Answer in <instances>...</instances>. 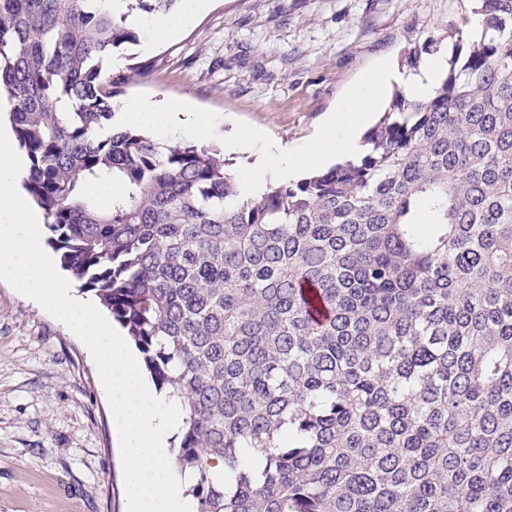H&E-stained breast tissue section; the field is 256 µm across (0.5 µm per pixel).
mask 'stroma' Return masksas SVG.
Segmentation results:
<instances>
[{"label": "stroma", "instance_id": "stroma-1", "mask_svg": "<svg viewBox=\"0 0 512 512\" xmlns=\"http://www.w3.org/2000/svg\"><path fill=\"white\" fill-rule=\"evenodd\" d=\"M174 38L141 26L119 50L126 85L298 147L374 62L420 69L481 25L476 0H209ZM115 420L86 345L0 280V512H127Z\"/></svg>", "mask_w": 512, "mask_h": 512}]
</instances>
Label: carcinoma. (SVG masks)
Instances as JSON below:
<instances>
[{
  "label": "carcinoma",
  "instance_id": "cac0c4a2",
  "mask_svg": "<svg viewBox=\"0 0 512 512\" xmlns=\"http://www.w3.org/2000/svg\"><path fill=\"white\" fill-rule=\"evenodd\" d=\"M107 2L0 0V92L61 266L182 405L196 512H512V0L357 157L257 199L219 147L113 126L148 71L106 69L137 38Z\"/></svg>",
  "mask_w": 512,
  "mask_h": 512
}]
</instances>
